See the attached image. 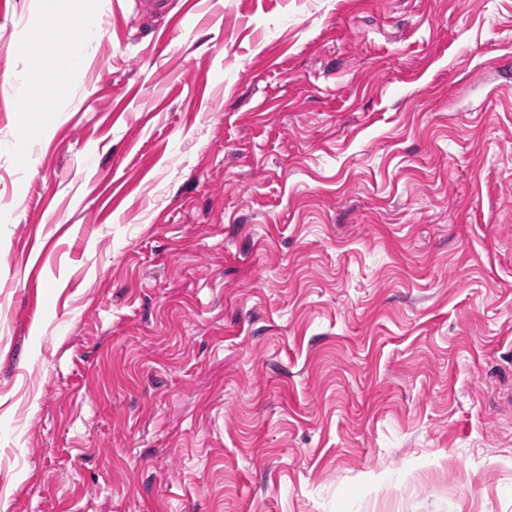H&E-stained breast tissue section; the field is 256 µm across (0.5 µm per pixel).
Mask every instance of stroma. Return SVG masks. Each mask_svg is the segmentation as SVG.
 Returning a JSON list of instances; mask_svg holds the SVG:
<instances>
[{
	"label": "stroma",
	"mask_w": 512,
	"mask_h": 512,
	"mask_svg": "<svg viewBox=\"0 0 512 512\" xmlns=\"http://www.w3.org/2000/svg\"><path fill=\"white\" fill-rule=\"evenodd\" d=\"M78 6L0 94V512H512V0ZM64 1L38 0L36 8L24 18V29L34 38L50 33H63L67 36V63L54 72L57 88L67 87L72 74L86 66L88 49L99 37L95 18L80 11H64ZM30 81L31 74L29 72H25L24 74H18L12 72L10 74L4 75L3 83L8 87L11 95L15 99L20 100H29L30 95Z\"/></svg>",
	"instance_id": "35a3bbf8"
}]
</instances>
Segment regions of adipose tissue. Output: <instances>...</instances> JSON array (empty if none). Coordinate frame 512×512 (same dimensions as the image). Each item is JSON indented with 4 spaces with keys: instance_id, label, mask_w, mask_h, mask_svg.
<instances>
[{
    "instance_id": "ef3b65f1",
    "label": "adipose tissue",
    "mask_w": 512,
    "mask_h": 512,
    "mask_svg": "<svg viewBox=\"0 0 512 512\" xmlns=\"http://www.w3.org/2000/svg\"><path fill=\"white\" fill-rule=\"evenodd\" d=\"M62 2L38 0L36 8L24 18V28L32 37L66 34L68 59L65 66L54 72V84L59 88L67 87L72 74L85 67L88 50L99 37V29L92 15L64 11Z\"/></svg>"
}]
</instances>
